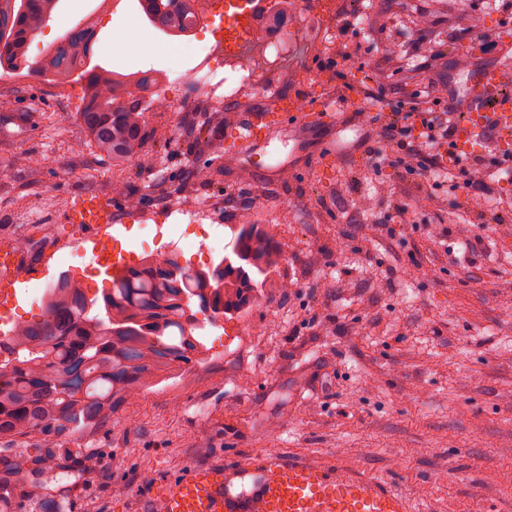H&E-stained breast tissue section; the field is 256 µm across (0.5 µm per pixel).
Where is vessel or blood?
Here are the masks:
<instances>
[{"instance_id": "obj_1", "label": "vessel or blood", "mask_w": 512, "mask_h": 512, "mask_svg": "<svg viewBox=\"0 0 512 512\" xmlns=\"http://www.w3.org/2000/svg\"><path fill=\"white\" fill-rule=\"evenodd\" d=\"M496 73L482 81L486 94L456 126L457 152L471 154L474 136L485 127L498 133L497 146L512 152V97L498 95ZM303 128H330L333 113L320 100L301 102L299 94L277 97L275 107L260 106L231 115L224 126V153L237 156L258 149L290 120ZM252 478L250 491L234 493L235 480ZM156 512H410L407 499L371 477H354L337 464L294 461L279 453L249 456L187 468L169 480Z\"/></svg>"}]
</instances>
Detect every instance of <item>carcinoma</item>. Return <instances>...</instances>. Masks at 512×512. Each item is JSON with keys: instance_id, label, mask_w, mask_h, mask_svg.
Instances as JSON below:
<instances>
[{"instance_id": "obj_1", "label": "carcinoma", "mask_w": 512, "mask_h": 512, "mask_svg": "<svg viewBox=\"0 0 512 512\" xmlns=\"http://www.w3.org/2000/svg\"><path fill=\"white\" fill-rule=\"evenodd\" d=\"M59 0H0V67L29 65V44ZM152 26L183 29L182 0H139ZM89 31L50 47L39 69L65 82L85 81L77 120L96 151L114 164L140 156L148 105L130 84L91 65ZM190 147L224 153V141L198 133ZM283 253L262 224H242L232 256L193 268L177 259L148 261L112 278L101 298L88 299L83 284L66 276L44 296L36 323L17 322L0 339V512H14L16 485L29 502H48V486L64 463L46 442L82 435L112 420L130 389L152 381L155 368L187 361L201 346L188 315L195 303L207 318L232 314L277 267ZM37 462V470L30 464ZM35 477L27 479L29 473Z\"/></svg>"}]
</instances>
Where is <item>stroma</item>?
<instances>
[{"label": "stroma", "instance_id": "obj_1", "mask_svg": "<svg viewBox=\"0 0 512 512\" xmlns=\"http://www.w3.org/2000/svg\"><path fill=\"white\" fill-rule=\"evenodd\" d=\"M99 4L62 0L50 18L54 35L33 39L29 60ZM360 5L373 21L347 31L353 57L337 70L352 95L368 92L378 103L358 117L333 88L313 80L307 88L342 115L336 136L351 149L330 185L309 171L328 147L323 133H304L294 121L232 162L191 151L198 106L181 85L168 96L183 112L147 113L143 153L113 165L84 141L75 118L80 82L0 69V241L23 234L31 242L16 317L38 321L31 298L59 276L78 278L58 246L86 234L70 216L84 197L96 199L131 266L147 258L139 229L121 223L116 180L143 190L148 202L213 195L225 201L228 224L234 204H249L254 223L283 250L249 308L219 327L200 319L202 347L188 362L129 391L99 429L56 437L68 468L50 488L70 512H144L132 497L158 495L188 465L273 450L382 478L415 512H512V235L501 233L512 211L457 216L447 207L457 196L453 183L424 175L437 205L386 226L387 188L412 176L400 166L374 167L358 147L365 131L403 122L410 95L430 80H443L450 98L471 101L476 79L512 65V46L488 56L478 41H457L439 0ZM102 12L94 61L119 72L168 67L155 58L130 63L112 46L111 19L149 28L137 0ZM417 28L428 29L436 53L427 68L406 52ZM397 55L402 71L376 82ZM410 69L419 82L407 80ZM366 208L377 223L370 231L362 227ZM88 458L95 474L86 480L80 467Z\"/></svg>", "mask_w": 512, "mask_h": 512}]
</instances>
